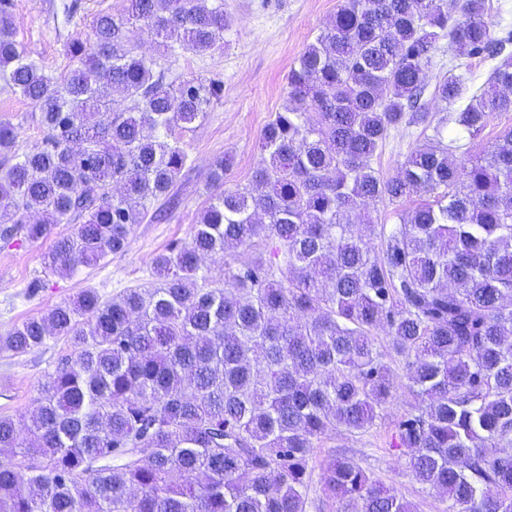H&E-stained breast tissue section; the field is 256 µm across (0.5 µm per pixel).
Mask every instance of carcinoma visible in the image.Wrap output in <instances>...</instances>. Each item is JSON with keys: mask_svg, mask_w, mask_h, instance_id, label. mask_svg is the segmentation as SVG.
<instances>
[{"mask_svg": "<svg viewBox=\"0 0 512 512\" xmlns=\"http://www.w3.org/2000/svg\"><path fill=\"white\" fill-rule=\"evenodd\" d=\"M0 0V78L40 111L41 148L11 151L0 122V238L73 224L51 273L94 268L124 249L155 202H174L188 165L183 131L206 118L221 82L176 81L130 46L148 28L161 55L224 47V0H127L100 12L93 43L68 46L53 75L14 38ZM487 0H343L288 73L289 104L264 126L250 182L224 188L229 161L191 240L152 261L155 283L105 298L86 288L15 327L22 354L68 345L43 375L21 437L0 417V512H309L316 442L366 433L405 360L426 403L390 447L448 512H512V127L460 159L512 112V25ZM448 73L426 96L432 52ZM494 61L474 86L472 59ZM433 131L395 176L371 167L390 132ZM429 199L380 224L369 201ZM38 213L43 223L31 224ZM376 227L381 248L358 235ZM239 248L216 276L206 256ZM385 331L381 349L375 331ZM342 512H413L354 460L321 474ZM509 116H502L501 118H498L494 120L491 125L485 130L483 135L480 139L471 141L470 143L466 141L467 144L465 147L466 153L463 158H468L470 156H476L479 154H482L485 149H487L488 145H490V142L493 140L494 136L496 135L497 131L500 129L502 125H507L512 123V112H509Z\"/></svg>", "mask_w": 512, "mask_h": 512, "instance_id": "carcinoma-1", "label": "carcinoma"}]
</instances>
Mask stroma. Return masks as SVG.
I'll return each instance as SVG.
<instances>
[{
    "mask_svg": "<svg viewBox=\"0 0 512 512\" xmlns=\"http://www.w3.org/2000/svg\"><path fill=\"white\" fill-rule=\"evenodd\" d=\"M340 2L224 0L231 26L224 33L223 48L205 54L184 51L172 60L171 68L180 77L215 78L224 91L205 120L182 134L190 162L175 185L177 205L167 221L133 225L123 251L109 255L101 266L82 267L67 276L45 275L43 259L57 239L73 232V225H55L51 234L35 242L0 241V416L17 420L29 416L46 368L67 352L60 343L16 354L2 347V340L16 325L46 313L61 300L76 298L84 289L94 288L110 297L124 288L151 283L153 257L171 244L191 238L206 206V183L217 161H233L224 178L225 187L233 189L250 182L261 160V131L288 101L290 68L315 41ZM124 6L125 0H14L12 23L17 40L30 56L45 69L61 73L71 64L69 42L77 38L92 41L90 25L95 14L117 13ZM0 121L16 127V151L41 146L45 130L38 109L1 79ZM36 280L42 281V288L30 290V283ZM389 364L397 385L375 427L364 434L337 430L315 448L310 512H340L339 504L325 497L319 480L321 472L339 457L352 458L410 502L416 512H445L447 500L417 482L400 451L385 445L398 421L420 414L424 408L422 400L402 381L403 360L395 357Z\"/></svg>",
    "mask_w": 512,
    "mask_h": 512,
    "instance_id": "1",
    "label": "stroma"
}]
</instances>
